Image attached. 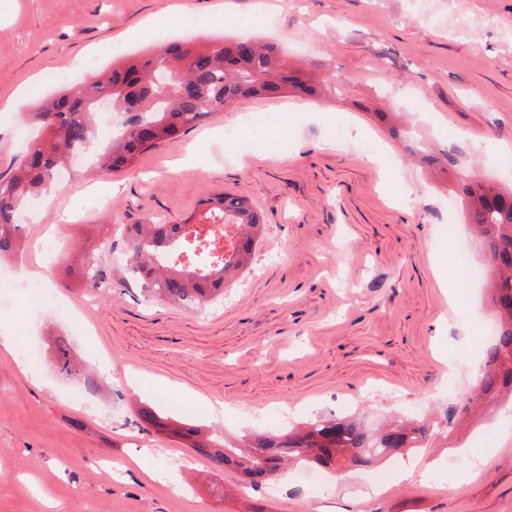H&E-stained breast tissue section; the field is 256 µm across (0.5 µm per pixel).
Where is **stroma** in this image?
Listing matches in <instances>:
<instances>
[{
	"instance_id": "stroma-1",
	"label": "stroma",
	"mask_w": 512,
	"mask_h": 512,
	"mask_svg": "<svg viewBox=\"0 0 512 512\" xmlns=\"http://www.w3.org/2000/svg\"><path fill=\"white\" fill-rule=\"evenodd\" d=\"M137 39H129L132 30ZM249 34L289 65L331 63L341 95L244 98L132 168L57 184L0 288V512H512V449L426 448L333 477L297 467L273 488L139 428L141 403L217 433L278 431L333 412L377 423L448 404L449 363L481 357L492 316L456 262L470 235L434 210L457 172L424 167L375 115L404 108L430 150L502 176L512 159V0H0V175L32 129L24 113L159 42ZM35 88L18 94L25 79ZM335 150H325L326 142ZM243 197L262 224L251 263L223 301L184 307L144 297L103 253L111 282L86 306L73 275L83 251L125 245L124 225L185 223L209 194ZM45 291L35 303L26 282ZM64 337L86 363L110 357L98 393L75 403L68 379L27 350ZM138 386H130L129 377ZM122 464L115 475L111 463ZM416 463L419 478L395 471Z\"/></svg>"
}]
</instances>
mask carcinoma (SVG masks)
<instances>
[{"label": "carcinoma", "instance_id": "cac0c4a2", "mask_svg": "<svg viewBox=\"0 0 512 512\" xmlns=\"http://www.w3.org/2000/svg\"><path fill=\"white\" fill-rule=\"evenodd\" d=\"M336 92V83L310 71L290 67L274 45L250 36L228 43L202 45L188 40L160 46L151 53L129 57L112 70L44 100L24 119L39 127L41 136L28 143L23 158L0 178V258L22 253L27 227L19 215L35 198L47 195L57 170L70 156L87 151L95 141L97 104L111 102L118 117V135L98 157L112 171L129 169L138 154L180 137L213 114L215 102L230 105L240 98L278 96L293 92L317 97ZM464 221L480 243L490 276L484 288L495 316L497 334L486 350L471 391L448 404L438 417H393L374 428L360 420L319 416L278 435H249L219 441L202 425L177 421L145 404L137 411L141 423L155 433L175 438L214 467L241 472L257 488L275 479L289 465L305 464L330 474L354 467H377L398 454L429 448L446 440L460 415H492L506 395L512 397V187L505 189L477 166L461 168L455 190ZM201 219L208 235L188 237L184 224H133L128 228L125 273L152 296L193 306L224 293L238 269L247 264L259 219L246 201L227 194L201 200ZM235 224L237 240L231 252L199 271L163 260L179 249L189 256L208 252L223 235L222 225ZM81 280L94 290L106 276L99 254L83 255ZM52 365L82 382L94 393L99 379L83 367L71 349L60 343L51 349Z\"/></svg>", "mask_w": 512, "mask_h": 512}]
</instances>
